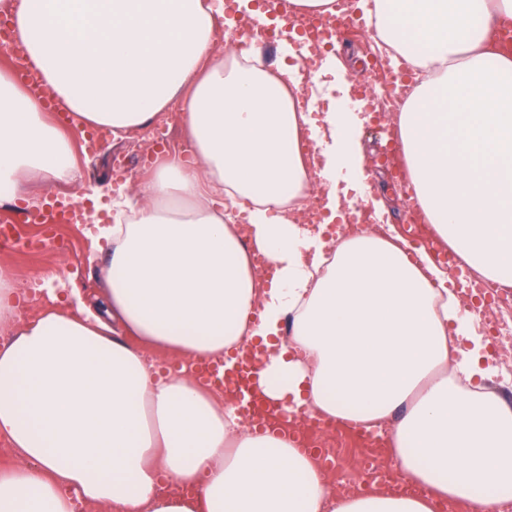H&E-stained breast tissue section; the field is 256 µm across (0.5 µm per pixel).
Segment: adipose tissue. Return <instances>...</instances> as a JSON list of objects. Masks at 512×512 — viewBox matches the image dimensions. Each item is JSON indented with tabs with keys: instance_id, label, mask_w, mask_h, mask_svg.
<instances>
[{
	"instance_id": "adipose-tissue-1",
	"label": "adipose tissue",
	"mask_w": 512,
	"mask_h": 512,
	"mask_svg": "<svg viewBox=\"0 0 512 512\" xmlns=\"http://www.w3.org/2000/svg\"><path fill=\"white\" fill-rule=\"evenodd\" d=\"M381 55L414 77L395 115L425 223L462 266L512 287V0H359ZM270 24L260 0H0L15 39L81 124L119 139L181 104L199 157L158 159L139 194L113 197L88 262L108 261L101 303L51 299L20 320L23 291L0 270V512H502L512 502V405L481 306L399 234L335 238L341 205L300 223L314 179L337 171L376 213L351 85L317 120L297 66H268L257 42L218 49L226 13ZM320 147L299 152L302 128ZM80 176L71 141L0 69V192ZM263 252L272 268L252 264ZM260 354L257 385L288 416L245 423L235 397L192 366ZM375 433L418 495L337 491L290 437L297 415Z\"/></svg>"
}]
</instances>
